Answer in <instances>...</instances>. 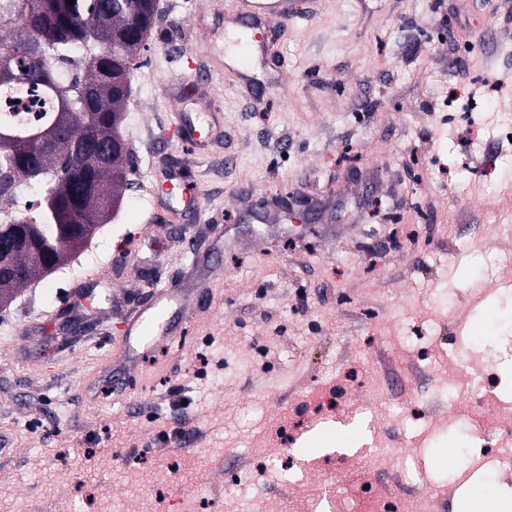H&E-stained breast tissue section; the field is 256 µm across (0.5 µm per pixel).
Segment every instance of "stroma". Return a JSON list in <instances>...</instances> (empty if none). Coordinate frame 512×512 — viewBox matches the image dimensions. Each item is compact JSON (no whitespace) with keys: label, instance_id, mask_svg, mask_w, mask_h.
I'll use <instances>...</instances> for the list:
<instances>
[{"label":"stroma","instance_id":"obj_1","mask_svg":"<svg viewBox=\"0 0 512 512\" xmlns=\"http://www.w3.org/2000/svg\"><path fill=\"white\" fill-rule=\"evenodd\" d=\"M301 18L267 28L270 65L251 91L222 71L224 17L210 0H158L131 74L123 135L137 157L118 211L65 265L0 310V512H306L325 479L343 480L375 449L372 491L407 504L474 494L512 512V467L460 484L485 438L448 420L440 357L465 348L500 392L512 361V12L497 0H295ZM448 62L434 58L447 41ZM200 52L182 70L188 44ZM214 78L224 141L214 152L159 149L174 110L169 78ZM465 98L446 96V84ZM163 159L194 188L211 224L184 217L137 244ZM135 243V242H134ZM112 265L111 283L87 282ZM206 283L177 336L134 346L111 401L95 396L122 320L190 264ZM84 290L83 304L71 301ZM492 306L477 310L476 296ZM323 421L363 425L354 454H315ZM420 449L423 480L401 485Z\"/></svg>","mask_w":512,"mask_h":512}]
</instances>
